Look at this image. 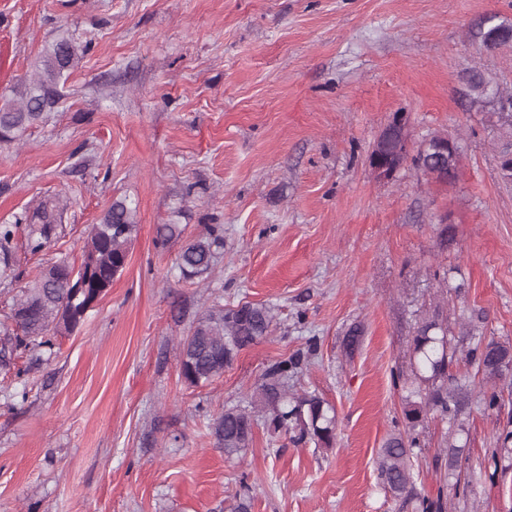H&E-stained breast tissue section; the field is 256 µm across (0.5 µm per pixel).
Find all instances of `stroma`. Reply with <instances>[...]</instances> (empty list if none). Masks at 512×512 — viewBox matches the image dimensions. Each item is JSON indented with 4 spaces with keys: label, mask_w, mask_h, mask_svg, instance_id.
<instances>
[{
    "label": "stroma",
    "mask_w": 512,
    "mask_h": 512,
    "mask_svg": "<svg viewBox=\"0 0 512 512\" xmlns=\"http://www.w3.org/2000/svg\"><path fill=\"white\" fill-rule=\"evenodd\" d=\"M490 14L512 24V0H0V104L58 37L88 46L43 122L0 144V224L67 205L49 248L18 245L0 320L43 265H80L113 201L138 226L124 269L54 355L21 349L0 369V512H230L244 493L252 512H417L376 460L405 429L426 319L447 327L452 371L475 388L458 425L431 415L416 428L415 497L512 512V455L495 452L512 430V371L488 382L470 357L512 343V188L497 116L469 103L463 78L476 66L512 86V44L487 52L475 38ZM399 112L411 146L457 138L455 182L410 164L376 177L368 157ZM162 224L182 229L164 246ZM210 224L224 253L183 279L178 255ZM246 302L272 307V334L187 385L180 339L213 304ZM299 350L310 357L292 381L334 407V446L259 427L225 460L210 419ZM495 390L502 406L485 411Z\"/></svg>",
    "instance_id": "obj_1"
}]
</instances>
